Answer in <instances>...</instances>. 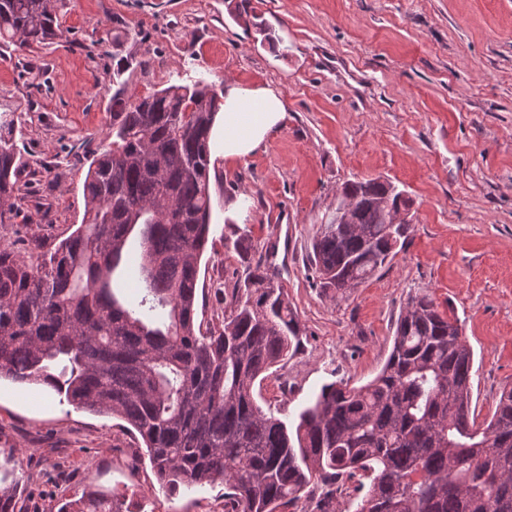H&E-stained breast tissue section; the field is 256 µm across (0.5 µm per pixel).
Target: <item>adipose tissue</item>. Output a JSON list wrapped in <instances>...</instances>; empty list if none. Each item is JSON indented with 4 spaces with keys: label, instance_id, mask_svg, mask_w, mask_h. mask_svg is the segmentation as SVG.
<instances>
[{
    "label": "adipose tissue",
    "instance_id": "1",
    "mask_svg": "<svg viewBox=\"0 0 512 512\" xmlns=\"http://www.w3.org/2000/svg\"><path fill=\"white\" fill-rule=\"evenodd\" d=\"M285 112L283 100L269 88L227 85L210 135L211 151L228 161L250 156L283 121Z\"/></svg>",
    "mask_w": 512,
    "mask_h": 512
}]
</instances>
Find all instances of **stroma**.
Returning a JSON list of instances; mask_svg holds the SVG:
<instances>
[{
  "label": "stroma",
  "mask_w": 512,
  "mask_h": 512,
  "mask_svg": "<svg viewBox=\"0 0 512 512\" xmlns=\"http://www.w3.org/2000/svg\"><path fill=\"white\" fill-rule=\"evenodd\" d=\"M57 0L62 35L0 57L16 117L19 200L0 238L47 251L81 224L83 184L119 86L259 85L286 117L245 159L210 161V243L198 319L224 325L240 268L234 229L270 261L301 335L259 402L292 419L323 385L381 370L410 297L429 294L473 350L472 408L512 387V0ZM387 180L412 200L402 249L348 298L313 284L312 242L344 182ZM22 512H58L86 486L131 512H224L223 484L172 497L121 420L0 382V464Z\"/></svg>",
  "instance_id": "1"
}]
</instances>
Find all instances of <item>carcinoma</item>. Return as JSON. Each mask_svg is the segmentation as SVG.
<instances>
[{"label": "carcinoma", "mask_w": 512, "mask_h": 512, "mask_svg": "<svg viewBox=\"0 0 512 512\" xmlns=\"http://www.w3.org/2000/svg\"><path fill=\"white\" fill-rule=\"evenodd\" d=\"M59 36L51 0H0V49ZM223 94L172 84L112 95L111 142L93 156L80 226L50 253L0 240V380L46 386L76 409L117 417L143 441L171 496L216 483L224 512H277L316 491H345L353 512H512V388L488 421L472 411L473 352L427 294L410 298L370 382L322 386L297 419L264 411L256 387L288 357L299 321L252 239L224 327L202 331L197 299L210 234L209 140ZM0 121V224L19 195L20 160ZM358 232L331 222L312 245L315 286L345 299L397 252L377 178L341 188ZM139 239L141 292L122 294ZM20 479L0 476V512ZM123 495L86 491L59 512H129Z\"/></svg>", "instance_id": "obj_1"}]
</instances>
